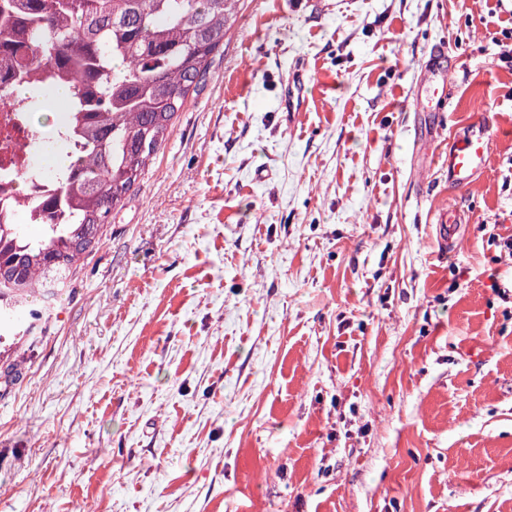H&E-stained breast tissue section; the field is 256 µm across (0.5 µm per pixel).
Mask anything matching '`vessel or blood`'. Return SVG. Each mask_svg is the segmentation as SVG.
I'll list each match as a JSON object with an SVG mask.
<instances>
[{"label": "vessel or blood", "instance_id": "vessel-or-blood-1", "mask_svg": "<svg viewBox=\"0 0 512 512\" xmlns=\"http://www.w3.org/2000/svg\"><path fill=\"white\" fill-rule=\"evenodd\" d=\"M448 70L438 59H431L425 66L423 81L418 85L415 97L423 108L443 110L447 106L445 89ZM306 100V84L303 78H295L289 85L282 105L286 111H300ZM493 139V122L488 113L477 112L467 129L448 141V185L461 192L475 185L486 173ZM465 220L456 207L440 209L436 215V229L442 245H453Z\"/></svg>", "mask_w": 512, "mask_h": 512}]
</instances>
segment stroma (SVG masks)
Returning a JSON list of instances; mask_svg holds the SVG:
<instances>
[{"label":"stroma","mask_w":512,"mask_h":512,"mask_svg":"<svg viewBox=\"0 0 512 512\" xmlns=\"http://www.w3.org/2000/svg\"><path fill=\"white\" fill-rule=\"evenodd\" d=\"M133 195L0 386V512H512V0H239ZM448 84V68L440 60L431 59L425 66L423 81L418 85L415 97L423 109L435 107V111L444 110L447 106L445 89ZM306 84L301 75H298L288 85V89L282 100V106L287 112H298L304 107L306 100ZM493 122L487 112L478 111L467 129L448 141V186L465 191L486 173L493 139ZM464 214L453 206L440 209L436 215V229L439 241L444 247H451L464 224Z\"/></svg>","instance_id":"stroma-1"}]
</instances>
